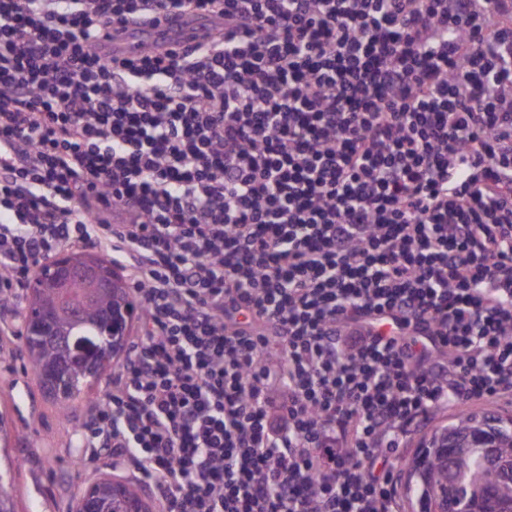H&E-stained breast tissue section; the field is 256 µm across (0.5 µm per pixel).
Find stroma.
<instances>
[{
  "label": "stroma",
  "instance_id": "35a3bbf8",
  "mask_svg": "<svg viewBox=\"0 0 512 512\" xmlns=\"http://www.w3.org/2000/svg\"><path fill=\"white\" fill-rule=\"evenodd\" d=\"M23 333L17 311L0 310V415L10 427L8 438L0 439V468L13 479L18 512H76L82 490L97 478L127 477L105 462L77 464L85 453L78 428L112 378L104 376L69 414H61L38 385Z\"/></svg>",
  "mask_w": 512,
  "mask_h": 512
}]
</instances>
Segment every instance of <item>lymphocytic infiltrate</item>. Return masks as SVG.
I'll return each mask as SVG.
<instances>
[{
    "label": "lymphocytic infiltrate",
    "instance_id": "obj_1",
    "mask_svg": "<svg viewBox=\"0 0 512 512\" xmlns=\"http://www.w3.org/2000/svg\"><path fill=\"white\" fill-rule=\"evenodd\" d=\"M205 43L105 58L118 21ZM83 243L145 322L80 434L164 512H399L512 400V0H0V298Z\"/></svg>",
    "mask_w": 512,
    "mask_h": 512
}]
</instances>
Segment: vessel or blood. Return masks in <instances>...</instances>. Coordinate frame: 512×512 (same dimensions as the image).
<instances>
[{
    "instance_id": "b4317fda",
    "label": "vessel or blood",
    "mask_w": 512,
    "mask_h": 512,
    "mask_svg": "<svg viewBox=\"0 0 512 512\" xmlns=\"http://www.w3.org/2000/svg\"><path fill=\"white\" fill-rule=\"evenodd\" d=\"M111 29V38L100 43L99 52L106 57L134 58L144 49L167 41H206L213 33L214 21L209 15L198 12L188 17L163 20L152 26L136 27L115 23Z\"/></svg>"
}]
</instances>
